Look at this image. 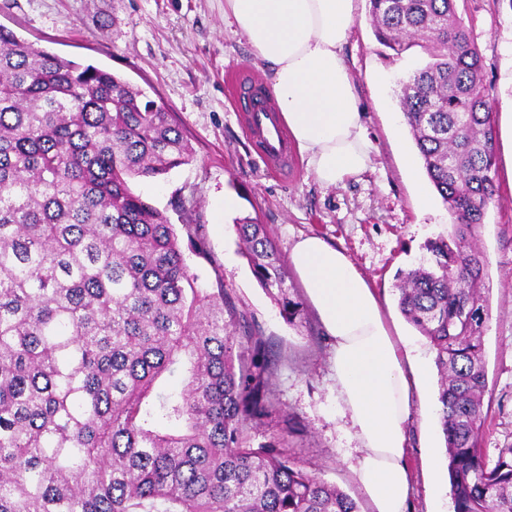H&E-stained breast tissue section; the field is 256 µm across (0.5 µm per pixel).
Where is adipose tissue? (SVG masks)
<instances>
[{
  "mask_svg": "<svg viewBox=\"0 0 512 512\" xmlns=\"http://www.w3.org/2000/svg\"><path fill=\"white\" fill-rule=\"evenodd\" d=\"M357 0H224V15L269 71L276 117L316 181L335 188L367 170L370 142L342 51ZM290 261L333 341L336 389L359 442L355 473L373 512H407L404 462L413 388L380 300L342 250L299 237Z\"/></svg>",
  "mask_w": 512,
  "mask_h": 512,
  "instance_id": "1",
  "label": "adipose tissue"
}]
</instances>
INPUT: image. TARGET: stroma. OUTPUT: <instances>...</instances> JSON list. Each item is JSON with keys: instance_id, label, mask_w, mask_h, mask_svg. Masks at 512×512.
<instances>
[{"instance_id": "obj_1", "label": "stroma", "mask_w": 512, "mask_h": 512, "mask_svg": "<svg viewBox=\"0 0 512 512\" xmlns=\"http://www.w3.org/2000/svg\"><path fill=\"white\" fill-rule=\"evenodd\" d=\"M456 10L480 51L489 100L495 112H504L512 103V0H456ZM0 25L39 49L110 70L173 113L193 160L131 187L165 214L179 238L204 243L206 257L186 255L192 271L207 287L224 286L280 360L272 378L278 411L253 441L267 442L295 422L291 455L336 484L360 512H371L354 473L358 442L336 391L332 341L306 305L288 261L294 242L308 234L346 252L378 294L397 344L410 342L420 350L419 358L403 363L417 386L405 426V462L413 479L408 512H430L437 501L452 512L449 485L434 477L435 467L447 465L435 352L401 314L395 289L398 272L427 260L425 243L447 235L451 222L444 202L432 209L421 204L422 194L435 189L397 98L399 80L412 75L425 54L416 49L398 56L381 46L367 0H358L343 58L360 98L370 164L343 185L325 189L296 149H289L284 169L261 159L228 82L237 72L263 88L268 82L247 41L225 22L224 0H0ZM496 180L499 198L475 230L487 273L482 446L491 459L512 444V179L501 152ZM228 195L238 201L230 213L224 210ZM246 218L264 225L275 243L286 283L305 303L303 322L289 324L255 277L237 232Z\"/></svg>"}]
</instances>
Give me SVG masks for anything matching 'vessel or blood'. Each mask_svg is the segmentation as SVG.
Returning <instances> with one entry per match:
<instances>
[{
	"instance_id": "1",
	"label": "vessel or blood",
	"mask_w": 512,
	"mask_h": 512,
	"mask_svg": "<svg viewBox=\"0 0 512 512\" xmlns=\"http://www.w3.org/2000/svg\"><path fill=\"white\" fill-rule=\"evenodd\" d=\"M233 90L237 97L246 98L248 101L246 125L261 144L266 160L287 161L288 143L281 126L274 119V108L270 101L241 73L233 80Z\"/></svg>"
}]
</instances>
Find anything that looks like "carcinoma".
<instances>
[{
  "instance_id": "carcinoma-1",
  "label": "carcinoma",
  "mask_w": 512,
  "mask_h": 512,
  "mask_svg": "<svg viewBox=\"0 0 512 512\" xmlns=\"http://www.w3.org/2000/svg\"><path fill=\"white\" fill-rule=\"evenodd\" d=\"M376 40L424 67L400 105L448 207L398 307L427 337L455 512H512V444L481 447L483 253L498 197L495 113L455 0H368ZM193 151L171 112L92 64L0 26V512H359L336 485L252 431L276 413L264 337L198 283L167 217L135 193ZM261 285L304 319L265 228L238 225ZM179 374L178 392L158 382Z\"/></svg>"
}]
</instances>
